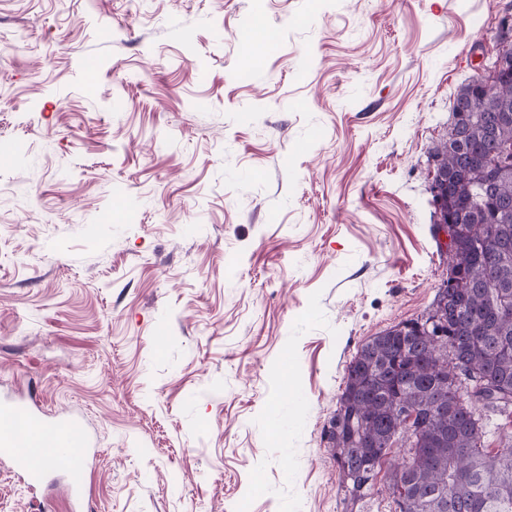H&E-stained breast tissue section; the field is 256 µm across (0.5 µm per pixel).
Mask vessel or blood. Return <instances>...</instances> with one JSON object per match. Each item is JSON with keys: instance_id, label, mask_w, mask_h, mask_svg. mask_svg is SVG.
<instances>
[{"instance_id": "b4317fda", "label": "vessel or blood", "mask_w": 512, "mask_h": 512, "mask_svg": "<svg viewBox=\"0 0 512 512\" xmlns=\"http://www.w3.org/2000/svg\"><path fill=\"white\" fill-rule=\"evenodd\" d=\"M49 448L57 470L72 475L83 469L91 442L81 423L72 416L51 419L38 406L10 398L0 399V459L10 462L31 486L44 478L42 448ZM81 481L72 483L80 489Z\"/></svg>"}]
</instances>
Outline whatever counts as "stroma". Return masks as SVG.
<instances>
[{
  "mask_svg": "<svg viewBox=\"0 0 512 512\" xmlns=\"http://www.w3.org/2000/svg\"><path fill=\"white\" fill-rule=\"evenodd\" d=\"M508 11L0 0V391L80 419L91 512H395L323 430L436 297L431 155ZM75 507L0 466V512Z\"/></svg>",
  "mask_w": 512,
  "mask_h": 512,
  "instance_id": "obj_1",
  "label": "stroma"
}]
</instances>
